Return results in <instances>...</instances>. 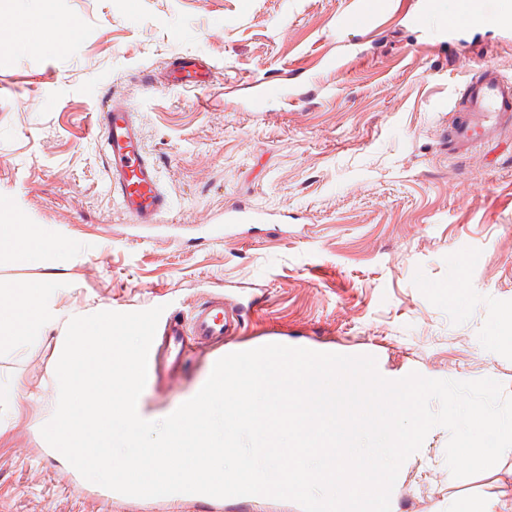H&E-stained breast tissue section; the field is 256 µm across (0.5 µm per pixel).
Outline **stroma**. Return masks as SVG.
Returning a JSON list of instances; mask_svg holds the SVG:
<instances>
[{
	"label": "stroma",
	"mask_w": 512,
	"mask_h": 512,
	"mask_svg": "<svg viewBox=\"0 0 512 512\" xmlns=\"http://www.w3.org/2000/svg\"><path fill=\"white\" fill-rule=\"evenodd\" d=\"M476 20L443 35L459 0H385L369 29L343 28L357 0H56L60 47L21 44L38 0H0V214L53 226L64 265L0 251V289L50 280L66 316L115 303L188 315L212 293L249 292L243 341L369 354L388 379L491 378L512 396V351L490 344L512 309V136L458 155L448 113L483 66L512 78V0H473ZM179 55L213 67L206 87L143 92V73ZM288 88L256 103L250 80ZM137 113L172 208L133 226L107 188L89 121L103 99ZM228 207L288 215L215 238ZM58 332L0 352V381L22 384L0 409V512H302L229 497L116 499L64 472L39 423L55 383ZM196 356L174 386L147 380L156 419L207 377ZM450 437L426 436L402 468L390 512H450L456 499L512 502V453L454 478Z\"/></svg>",
	"instance_id": "35a3bbf8"
}]
</instances>
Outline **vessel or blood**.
Here are the masks:
<instances>
[{
  "label": "vessel or blood",
  "mask_w": 512,
  "mask_h": 512,
  "mask_svg": "<svg viewBox=\"0 0 512 512\" xmlns=\"http://www.w3.org/2000/svg\"><path fill=\"white\" fill-rule=\"evenodd\" d=\"M376 21L372 0H361L346 13L345 27L367 28ZM164 78L174 88L195 89L208 84L210 68L196 57H177L167 63ZM92 130L105 145L109 190L134 225L158 224L169 209L170 198L163 187L154 159L146 153L143 130L126 101L111 98L95 112ZM512 132V78L488 66L464 84L451 109L448 134L456 153L468 155L482 145ZM257 213L231 207L224 211V235L238 237L240 229L257 221ZM240 303L228 302L216 293L195 306L189 317H168L154 337L148 354V371L161 385L178 379V366L190 357L212 352L216 345L236 341L243 317Z\"/></svg>",
  "instance_id": "b4317fda"
}]
</instances>
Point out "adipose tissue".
I'll return each mask as SVG.
<instances>
[{
  "label": "adipose tissue",
  "mask_w": 512,
  "mask_h": 512,
  "mask_svg": "<svg viewBox=\"0 0 512 512\" xmlns=\"http://www.w3.org/2000/svg\"><path fill=\"white\" fill-rule=\"evenodd\" d=\"M56 237L46 224H1L0 249L7 248L28 259L62 262L63 252L52 249ZM54 291L47 282L0 291V350H13L27 340L55 328L61 320Z\"/></svg>",
  "instance_id": "adipose-tissue-1"
}]
</instances>
